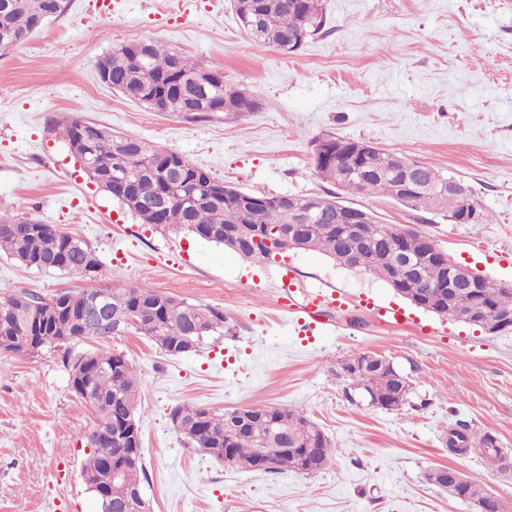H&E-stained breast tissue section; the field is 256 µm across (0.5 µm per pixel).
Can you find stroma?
<instances>
[{
  "instance_id": "1",
  "label": "stroma",
  "mask_w": 512,
  "mask_h": 512,
  "mask_svg": "<svg viewBox=\"0 0 512 512\" xmlns=\"http://www.w3.org/2000/svg\"><path fill=\"white\" fill-rule=\"evenodd\" d=\"M327 24L296 53L255 46L231 0H64L23 44L0 50V213L60 225L87 242L94 277L36 270L0 254V294L50 297L111 282L148 285L224 313V335L170 356L128 331L107 339L142 384L136 418L151 512H473L428 483L453 467L512 502V471L448 448L451 429L492 434L512 458V331L488 334L406 305L385 325L364 297L398 302L382 281L317 252L266 264L185 231L142 223L100 189L69 150L79 118L177 152L217 180L264 195H322L313 148L332 135L365 141L463 179L483 223L453 224L391 198L350 193L384 224L429 236L457 262L512 285V0H322ZM153 39L190 52L254 93V112L189 119L153 112L102 84L94 62ZM329 283L347 305L315 327L278 300ZM391 360L412 382L409 404H351L342 362ZM190 404L301 408L335 442L314 474L242 471L188 448L170 412ZM93 423L57 351L0 355V512H101L82 478Z\"/></svg>"
}]
</instances>
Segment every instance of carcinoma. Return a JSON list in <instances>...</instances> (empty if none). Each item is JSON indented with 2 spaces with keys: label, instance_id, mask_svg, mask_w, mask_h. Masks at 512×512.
<instances>
[{
  "label": "carcinoma",
  "instance_id": "1",
  "mask_svg": "<svg viewBox=\"0 0 512 512\" xmlns=\"http://www.w3.org/2000/svg\"><path fill=\"white\" fill-rule=\"evenodd\" d=\"M314 4L315 8L307 12L294 7L293 0H233L236 14L252 41L269 47L284 43L290 36L303 44L319 34L326 25V16L322 0H314ZM62 11L63 0H0V50L16 47L30 37L37 15L43 14L49 21ZM146 44L147 55L143 58L129 45L100 57L95 62L100 81L153 112H183L191 119L229 109L234 112L259 109L260 102L254 94L229 85L220 73L215 82L196 91L197 99L189 100L180 84L189 82L203 65L188 53L167 49L155 40ZM82 128L92 131L91 155L100 168L117 167L126 178L125 182L112 186L110 195L144 224L186 230L253 263H266L278 256L286 257L288 252L279 251L275 242L252 248L241 236L263 235L272 225L290 224L296 213L307 211L312 222L307 224L302 252H318L338 266L368 274L410 303L425 292L439 290L455 276L473 277L480 285L478 296H461L451 317L453 321H467L476 308L490 320L499 310L512 312L511 287L473 273L445 253L434 254L438 246L431 238L397 224L375 220L363 225L362 229L375 244L376 253H366L358 265L351 263L340 234L341 224L327 220L334 212L344 217L352 210L336 195L327 198L294 195L291 202L283 204L279 195L256 194V201L246 206L245 192L215 181L180 154L139 138L115 135L103 129L97 131L95 125L79 119L67 127V137H73ZM324 140L332 142L334 153L326 161L314 159L315 172L342 191L380 194L412 210L442 213L450 222L471 206L478 210L477 221L485 219L472 196L464 198L448 191L451 175L366 142L334 136H326ZM391 159L420 167L429 189L404 195L401 173L389 163ZM172 160L181 161L183 169V188L178 193L170 189L165 174ZM209 182L220 186L221 196L194 207L182 202L181 195ZM409 249L428 255L423 268L393 278L392 266L403 257L402 251ZM0 252L37 270L90 274L99 267L94 250L86 242L54 224H42L26 217L0 216ZM101 293L110 296L112 312H137L136 323L114 319L109 325L93 330L79 322L80 315ZM129 330L147 337L166 354L177 356L183 354L188 339L198 349L203 341L224 335V314L148 286L87 288L50 298L24 292L0 299V337L15 339V343L7 346L0 340V352L34 356L44 350L62 348L63 363L70 371L73 388L79 393V385L91 387L95 397L91 403L94 423L86 436L91 453L82 474L94 483L106 463L122 466V475L112 481L108 497L99 498L102 512H113L115 508L135 512L129 506L131 491L142 487V477L146 476L141 448L135 449L134 456H125L124 445L115 438L123 425L136 422L140 382L123 353L99 348L75 355L73 346L87 337L106 339ZM369 356L368 352H358L341 364L358 395L369 405L384 410H397L409 403L412 388L408 377L393 363L371 360ZM171 420L189 445L218 460H224V454L214 449H230L234 468L267 473H314L336 456V445L328 435L298 409L268 407L266 413L240 423L229 411L216 413L200 406L179 405L172 409ZM448 447L468 451L470 437L462 430H454L449 434ZM477 451L498 469L508 468L507 457L491 436L485 434L479 438ZM458 496L468 501L474 512H498V501L474 481L460 484Z\"/></svg>",
  "mask_w": 512,
  "mask_h": 512
}]
</instances>
